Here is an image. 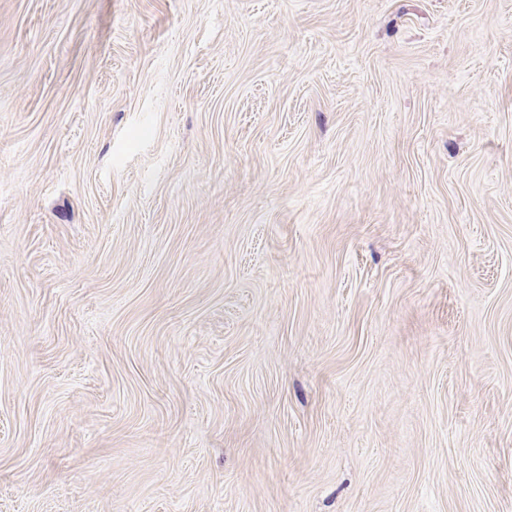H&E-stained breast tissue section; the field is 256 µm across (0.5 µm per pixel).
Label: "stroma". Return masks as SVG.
Here are the masks:
<instances>
[{
  "instance_id": "obj_1",
  "label": "stroma",
  "mask_w": 512,
  "mask_h": 512,
  "mask_svg": "<svg viewBox=\"0 0 512 512\" xmlns=\"http://www.w3.org/2000/svg\"><path fill=\"white\" fill-rule=\"evenodd\" d=\"M0 512H512V0H0Z\"/></svg>"
}]
</instances>
